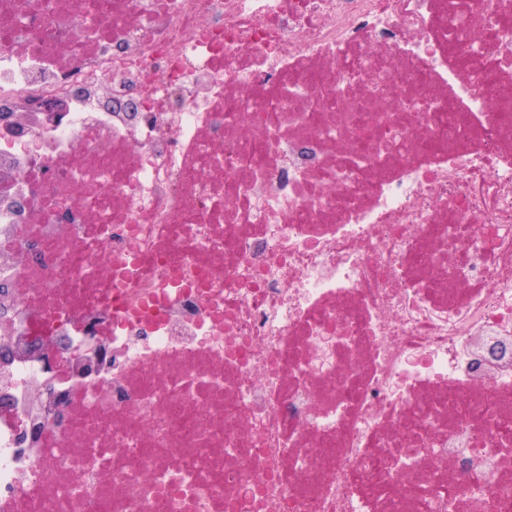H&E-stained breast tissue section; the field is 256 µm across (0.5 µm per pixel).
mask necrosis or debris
I'll return each mask as SVG.
<instances>
[{"label": "necrosis or debris", "instance_id": "necrosis-or-debris-1", "mask_svg": "<svg viewBox=\"0 0 512 512\" xmlns=\"http://www.w3.org/2000/svg\"><path fill=\"white\" fill-rule=\"evenodd\" d=\"M0 512H512V0H0Z\"/></svg>", "mask_w": 512, "mask_h": 512}]
</instances>
